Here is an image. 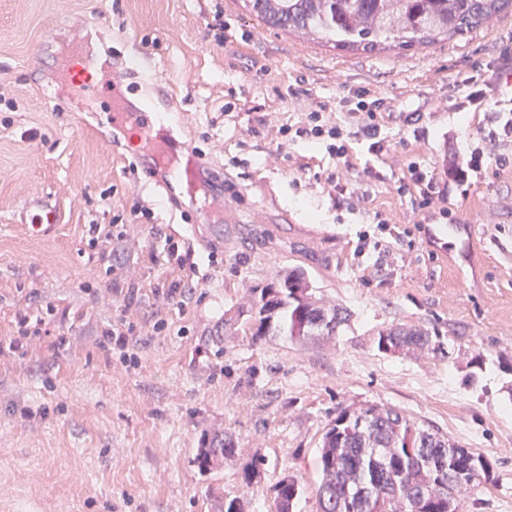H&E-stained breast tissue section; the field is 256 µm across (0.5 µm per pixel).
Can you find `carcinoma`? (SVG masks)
Instances as JSON below:
<instances>
[{"mask_svg": "<svg viewBox=\"0 0 512 512\" xmlns=\"http://www.w3.org/2000/svg\"><path fill=\"white\" fill-rule=\"evenodd\" d=\"M270 29L297 31L339 51L377 54L450 40L489 25L512 0H246ZM255 310L257 339L284 336L296 343L329 338L348 321L347 310L315 294L304 270L284 269L261 290ZM378 352L438 354V336L413 325L378 332ZM232 436L203 440L202 470L235 453ZM317 512H448V500L425 496L465 475L464 490L491 483L484 458L391 407H344L326 428L319 448ZM303 493L292 476L273 487V512H293Z\"/></svg>", "mask_w": 512, "mask_h": 512, "instance_id": "obj_1", "label": "carcinoma"}]
</instances>
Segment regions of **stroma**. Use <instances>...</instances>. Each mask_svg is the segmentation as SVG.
Here are the masks:
<instances>
[{"label": "stroma", "instance_id": "35a3bbf8", "mask_svg": "<svg viewBox=\"0 0 512 512\" xmlns=\"http://www.w3.org/2000/svg\"><path fill=\"white\" fill-rule=\"evenodd\" d=\"M77 37L149 67L195 146L245 190L237 223L195 244L181 303L154 295L179 267L143 257L183 241L193 207L171 211L167 191L130 169L137 131L113 148L98 105L61 85L59 54ZM489 67L512 74V11L462 38L360 54L268 29L242 0H0V512H224L243 494L250 512H271L287 475L304 487L295 512H316L322 434L341 408L365 404L482 455L492 483L465 512H512V162L453 193L433 238L409 230L397 191L413 160L444 179L473 148L512 155V140L492 136L494 113L453 106L460 77ZM357 89L381 100L391 155L358 153L373 201L353 211L320 182L337 165L324 146L295 140L303 171L270 157L277 123L302 121L300 95L342 122ZM415 116L430 132L419 147ZM269 193L290 223H262ZM31 200L55 205L54 231L22 227ZM139 204L148 214L128 223ZM377 211L409 232L386 252L360 247ZM97 224L126 236L94 242ZM286 267L346 307L348 327L307 345L254 339V297ZM24 315L43 318L42 335L11 347ZM121 318L138 334L128 364L106 336ZM397 324L435 332L443 354L378 353V332ZM225 433L235 454L200 470L203 438Z\"/></svg>", "mask_w": 512, "mask_h": 512}]
</instances>
